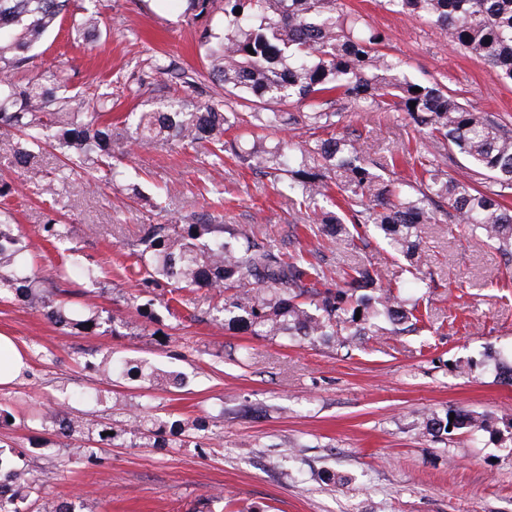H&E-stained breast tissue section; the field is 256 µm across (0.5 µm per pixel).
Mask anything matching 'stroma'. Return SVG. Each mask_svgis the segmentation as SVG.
<instances>
[{"mask_svg":"<svg viewBox=\"0 0 512 512\" xmlns=\"http://www.w3.org/2000/svg\"><path fill=\"white\" fill-rule=\"evenodd\" d=\"M107 33L94 45L74 39L64 21L36 50L28 71L64 69L71 90L97 92L112 84L117 121L169 97L203 90L225 99L227 88L207 77L200 46L203 23L189 22L185 0H99ZM386 35V53L423 85L440 84L473 108L512 123V84L448 43L430 23L385 9L379 0H339ZM169 57L196 72V88L171 74L148 71L147 60ZM341 132L362 133L371 156L398 153L399 174L412 175L404 155V112H362L343 105ZM13 138L0 137V212L13 228L37 239L48 220L68 224L70 246L96 271L95 280H62L64 249L39 241L25 252L48 291L90 290L113 323L83 335L53 325L41 310L0 301V334L11 337L25 366L0 384V405L14 416L0 440L27 449L31 464L56 496L79 512H512V386L497 377L494 356L512 352V265L494 249L466 239L455 225L422 227L435 287L431 327L418 335L373 336L360 348L297 344L284 336L258 337L218 324L171 317L163 290L152 295L157 322L139 316L131 295L138 276L131 244L142 225L181 223L207 212L218 224H241L281 247L303 217L268 178L232 159L215 166L207 152L170 143L132 148L131 177L109 188L86 174L63 172L53 150L35 158L53 188L37 195L11 164ZM330 265L368 262L390 277L402 260L383 239L351 250L325 246ZM146 361L182 374V389H145L122 376L98 379L103 355ZM473 368L461 372L460 364ZM83 389L71 412L123 426L131 404L169 422L214 418L198 448H152L146 439L99 448L94 465L72 463L64 440L42 430L41 412ZM457 409L481 415L479 431L423 434L420 423Z\"/></svg>","mask_w":512,"mask_h":512,"instance_id":"1","label":"stroma"}]
</instances>
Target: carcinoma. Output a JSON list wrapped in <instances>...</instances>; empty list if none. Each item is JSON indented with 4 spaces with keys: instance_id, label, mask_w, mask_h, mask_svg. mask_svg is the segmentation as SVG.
<instances>
[{
    "instance_id": "carcinoma-1",
    "label": "carcinoma",
    "mask_w": 512,
    "mask_h": 512,
    "mask_svg": "<svg viewBox=\"0 0 512 512\" xmlns=\"http://www.w3.org/2000/svg\"><path fill=\"white\" fill-rule=\"evenodd\" d=\"M192 21L224 13V34L205 33L208 77L234 90L256 111L244 114L222 100L170 101L162 109L136 112L115 123L90 109L89 98L68 89L65 71L24 80L15 73L26 67L30 51L61 21L69 0H0V130L19 134L12 158L30 183L49 192L31 167L44 146L53 144L94 181L116 183L129 175L123 159L130 145L150 146L174 141L203 147L217 159L235 157L252 171L272 177L279 192L311 210L303 224L309 237L358 248L377 231L406 264L382 282L371 266L342 271L344 286L331 287V271L320 249L283 252L241 224H212L197 215L186 224H146L133 256L142 274L141 293L168 286L171 311L199 317L189 294L205 289L220 302V324L240 325L253 336L331 339L343 347L361 346L363 337L416 333L428 317L422 297L405 296L404 275L422 272L428 252L420 225L429 219L427 206H447L448 222L495 249L512 264V210L504 199L512 193V128L486 112H477L439 85L410 81L401 60L383 52L385 34L359 17L337 10V0H187ZM386 8L425 18L451 45L496 70L512 83V0H382ZM241 14H235L236 9ZM104 25L97 11L74 20L75 36L90 39ZM253 52H248V49ZM160 73L176 72L182 83L195 85L188 72L157 59ZM421 91L415 92L413 88ZM292 98L301 112L274 105ZM343 101L362 110L402 111L407 126L425 133L415 142L421 181L395 176L397 155L367 158L361 135L336 133ZM416 106H411V103ZM256 129H304L312 140L297 153L282 146L245 150L224 135L243 123ZM451 150L462 155L477 188L448 174ZM338 191L343 204L334 211L317 208ZM43 237L62 242L66 227L42 225ZM26 244L11 231L10 217L0 216V298L21 301L43 310L55 324L85 335L98 333L102 312L86 297L82 302L55 300L37 286V273L21 261ZM93 279L95 271L73 253L61 272ZM99 376L112 380L120 372L150 388L178 385V376L143 363L109 354L94 365ZM454 420H449V416ZM41 426L67 440L78 436L110 444L126 433L153 436L152 447L169 448L181 436L170 425L138 408L129 415V430L87 419L57 403L40 415ZM480 428L482 421L456 411L423 421L425 433L437 436L447 427ZM0 478L12 480L0 512H67L66 501L54 497L26 462L23 451L0 445Z\"/></svg>"
}]
</instances>
